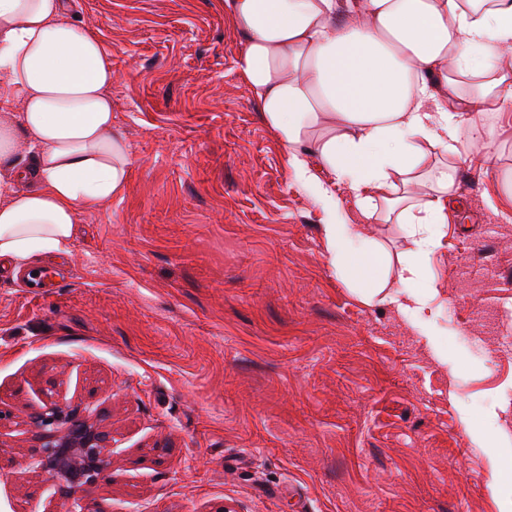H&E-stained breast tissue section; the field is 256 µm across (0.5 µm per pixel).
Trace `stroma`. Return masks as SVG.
<instances>
[{"label": "stroma", "instance_id": "35a3bbf8", "mask_svg": "<svg viewBox=\"0 0 512 512\" xmlns=\"http://www.w3.org/2000/svg\"><path fill=\"white\" fill-rule=\"evenodd\" d=\"M112 54L123 197L83 207L31 296L0 268V512H66L33 466L42 393L108 428L88 512H512V111L457 160L417 320L328 263L325 215L235 70L224 0H67ZM390 288L410 239L366 217Z\"/></svg>", "mask_w": 512, "mask_h": 512}]
</instances>
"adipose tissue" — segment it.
Masks as SVG:
<instances>
[{
  "label": "adipose tissue",
  "mask_w": 512,
  "mask_h": 512,
  "mask_svg": "<svg viewBox=\"0 0 512 512\" xmlns=\"http://www.w3.org/2000/svg\"><path fill=\"white\" fill-rule=\"evenodd\" d=\"M224 15L241 37L236 70L330 217L332 270L364 300L385 288L381 244L335 220L345 183L366 214L407 225L397 303L423 314L436 292L425 261L457 197L455 166L431 164L428 150L483 149L473 113L512 110V0H224ZM111 87L110 53L65 0H0V89L18 103L0 114V263L69 253L80 208L128 190L134 158ZM25 178L35 188L15 190ZM415 186L431 200L417 202Z\"/></svg>",
  "instance_id": "obj_1"
}]
</instances>
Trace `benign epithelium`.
I'll return each mask as SVG.
<instances>
[{
  "label": "benign epithelium",
  "instance_id": "7a95c632",
  "mask_svg": "<svg viewBox=\"0 0 512 512\" xmlns=\"http://www.w3.org/2000/svg\"><path fill=\"white\" fill-rule=\"evenodd\" d=\"M43 429L37 467L55 482L60 498L71 499L74 489L93 484L107 466L112 435L74 409L54 405L39 416Z\"/></svg>",
  "mask_w": 512,
  "mask_h": 512
}]
</instances>
